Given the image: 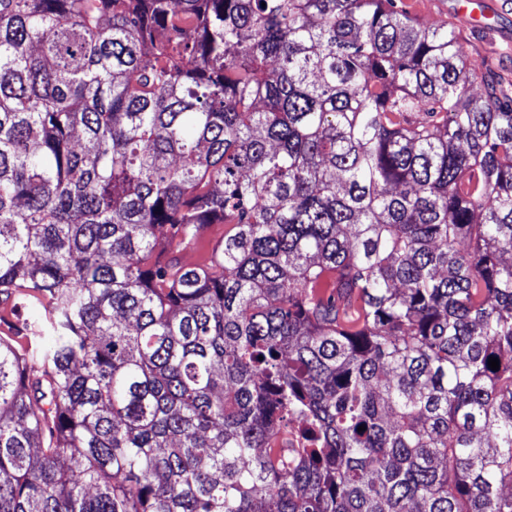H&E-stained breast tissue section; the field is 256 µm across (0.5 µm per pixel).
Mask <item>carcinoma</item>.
Returning <instances> with one entry per match:
<instances>
[{
	"label": "carcinoma",
	"instance_id": "obj_1",
	"mask_svg": "<svg viewBox=\"0 0 512 512\" xmlns=\"http://www.w3.org/2000/svg\"><path fill=\"white\" fill-rule=\"evenodd\" d=\"M0 296V512H512V97L397 0H0ZM224 234L223 224H211L207 228L199 241L196 250L194 252H187L184 254V259L188 262H196L197 260H203L211 249L212 242ZM22 312H16L12 299L1 302L0 298V339L9 342L16 350L23 353L33 348L36 342L32 335H26L22 326Z\"/></svg>",
	"mask_w": 512,
	"mask_h": 512
}]
</instances>
